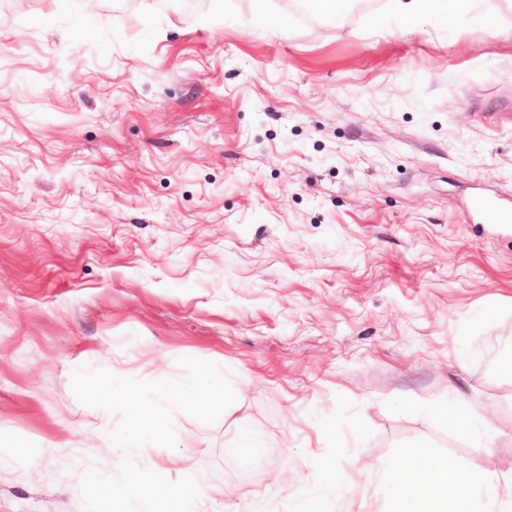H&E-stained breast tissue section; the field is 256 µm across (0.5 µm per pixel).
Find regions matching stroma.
<instances>
[{
    "label": "stroma",
    "mask_w": 512,
    "mask_h": 512,
    "mask_svg": "<svg viewBox=\"0 0 512 512\" xmlns=\"http://www.w3.org/2000/svg\"><path fill=\"white\" fill-rule=\"evenodd\" d=\"M139 4L0 0V512H81L84 467L116 472L75 369L183 357L236 400L137 462L195 477L203 512H286L340 396L372 430L348 458L426 439L511 473L512 224L472 202L512 206V10ZM243 427L257 457L227 453ZM421 408L430 414L440 415L451 428L455 430L461 429L466 434L484 440L488 445H491L500 433L497 430L484 429L480 423L472 418L469 420L462 419L461 412L457 406H447L437 400H429L424 401Z\"/></svg>",
    "instance_id": "1"
}]
</instances>
